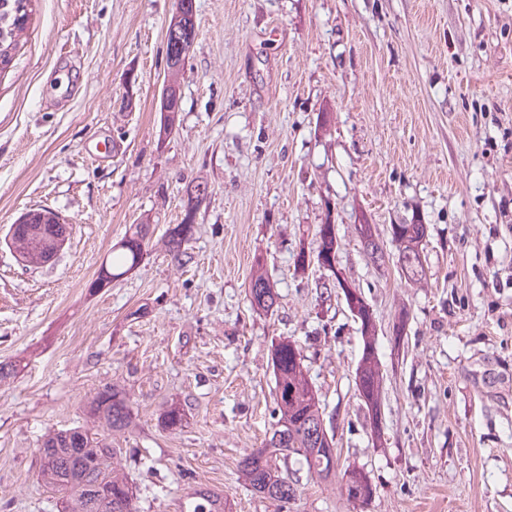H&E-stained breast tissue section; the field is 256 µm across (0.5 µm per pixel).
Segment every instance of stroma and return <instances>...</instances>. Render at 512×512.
Here are the masks:
<instances>
[{
	"label": "stroma",
	"instance_id": "1",
	"mask_svg": "<svg viewBox=\"0 0 512 512\" xmlns=\"http://www.w3.org/2000/svg\"><path fill=\"white\" fill-rule=\"evenodd\" d=\"M177 0H33L0 76V512H58L38 478L45 434L106 436L136 512H180L197 490L233 512H512V0H194L182 110L159 140L165 31ZM81 80L69 99L60 79ZM336 116L330 130L318 113ZM210 194L178 266L165 231L189 183ZM49 208L74 226L53 265L23 266L10 224ZM390 244L428 225L426 279L362 251L355 218ZM153 225L140 266L93 282L130 225ZM376 323L380 423L358 395L360 324L326 270L298 271L318 224ZM278 294L250 307L255 259ZM409 320L402 337L392 324ZM300 346L339 468L375 487L281 462L287 505L240 462L274 422L269 349ZM111 384L132 419L108 432L85 408ZM186 409L182 428L161 423ZM341 482L347 492V498L354 499V502H366L374 494V488L367 479L366 475L356 468H347L343 471Z\"/></svg>",
	"mask_w": 512,
	"mask_h": 512
}]
</instances>
